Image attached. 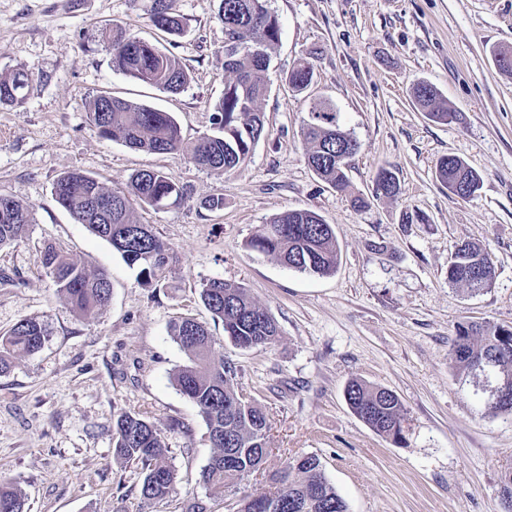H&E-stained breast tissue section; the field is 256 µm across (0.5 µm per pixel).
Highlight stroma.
Returning a JSON list of instances; mask_svg holds the SVG:
<instances>
[{
	"label": "stroma",
	"mask_w": 512,
	"mask_h": 512,
	"mask_svg": "<svg viewBox=\"0 0 512 512\" xmlns=\"http://www.w3.org/2000/svg\"><path fill=\"white\" fill-rule=\"evenodd\" d=\"M150 5L0 0V74L32 77L23 104L0 105V191L34 217L22 238L0 248V333L26 318L49 332L40 350L0 375V477L21 491L27 512H186L204 497L195 478L213 449L173 381L188 358L169 325L186 316L209 325L215 356L236 366L269 418L268 461L239 484V496L273 490L271 471L313 453L349 512H504L512 416L485 413L487 380L462 379L449 350L458 324L512 326V76L492 56L512 47V0H268L281 37L266 73L264 133L247 162L224 174L101 138L86 120V100L107 92L171 113L186 138L211 132L224 94L217 0H177L187 25L171 39L152 25ZM108 24L175 55L189 74L185 88L173 94L113 70L97 40ZM310 52L315 79L299 95L281 76ZM421 81L458 121L427 118L412 98ZM319 100L335 106L360 145L345 192L307 165L302 129ZM448 154L482 175L473 197L459 199L438 181L436 163ZM383 167L397 173L401 194L353 210L351 195L370 196ZM72 170L110 187L160 170L184 186L180 205L134 206L174 255L164 285H143L54 200V182ZM213 193L223 194V210L203 207ZM286 210L332 224L334 274L307 275L247 247ZM467 241L494 263L491 283L476 294L448 282V260ZM49 245L108 275L111 300L95 321L78 317L39 269ZM214 278L244 287L269 312L274 344L242 349L225 338L199 296ZM355 378L399 396L405 443L351 412L344 390ZM125 411L185 426L166 435L178 493L148 509L136 469L113 458L112 420Z\"/></svg>",
	"instance_id": "stroma-1"
}]
</instances>
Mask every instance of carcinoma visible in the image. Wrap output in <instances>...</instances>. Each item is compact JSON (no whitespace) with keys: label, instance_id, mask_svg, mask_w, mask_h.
I'll return each mask as SVG.
<instances>
[{"label":"carcinoma","instance_id":"obj_1","mask_svg":"<svg viewBox=\"0 0 512 512\" xmlns=\"http://www.w3.org/2000/svg\"><path fill=\"white\" fill-rule=\"evenodd\" d=\"M217 18L224 25V94L214 105V131L192 141L182 135L177 120L168 112L99 94L85 102L90 127L97 133L126 146L159 154L183 156L195 165L215 173H227L250 158L264 131L260 104L269 87L265 72L271 52L279 42V20L267 0H218ZM150 21L159 31L181 34L185 17L175 0H153ZM101 41L111 55L114 70L132 79L176 93L187 85L188 73L177 57L154 43L140 39L119 25L99 29ZM315 75L314 57L299 58L284 74L288 88L299 94L307 90ZM29 77L24 72L0 75V104H21L26 98ZM415 103L437 123L452 121L455 112L440 102L436 87L419 82L412 89ZM303 134L309 148L307 162L312 171L330 187L344 192L349 187L347 159L360 145L339 124L338 112L328 102H316L310 109ZM437 179L460 199H468L481 188L479 172L454 155L436 163ZM402 192L398 175L379 169L373 179L372 197L357 195L355 209L370 206L371 198H395ZM55 201L74 220L112 245L147 286H158L169 273L170 247L148 224L139 223L133 203L158 207L163 198L176 203L186 200L184 188L165 173L142 170L124 187H109L82 171L67 172L55 181ZM112 198V212L96 211V199ZM34 222L32 210L12 197L0 194V247L17 241ZM249 247L277 259L281 265L310 275L333 273L339 262V247L332 225L310 210H287L260 226L248 241ZM58 294L73 311L87 320L96 319L107 306L112 292L103 271H90L53 246L46 247L37 260ZM489 252L475 243L458 246L448 262V283L464 285L476 294L492 278ZM200 299L212 318L224 325V335L242 349L266 347L276 341L279 330L269 312L246 290L222 279H211L200 291ZM170 335L186 353L189 363L175 374L180 392L198 408L206 423L213 453L201 469L198 483L206 499L192 503L188 512H213L211 504L232 507V512H257L258 495L233 500L245 476L260 469L268 451L269 422L257 402L230 416L226 405L242 387L231 362L213 354L214 339L209 328L192 317L170 324ZM48 336L45 326L25 319L0 335V374L13 362L38 351ZM449 356L458 373L481 376L489 368L496 384L506 387L511 398L490 395L484 403L492 415L512 416V326L491 322L459 324ZM352 413L376 434L396 444L405 442L404 409L396 393L354 379L345 390ZM165 429L141 413L122 412L113 420V456L135 466L141 476L140 495L151 504L176 494L178 476L167 461ZM281 512H348V505L325 476L320 458L302 453L288 459L272 475ZM0 512H25V500L11 483L0 480Z\"/></svg>","mask_w":512,"mask_h":512}]
</instances>
